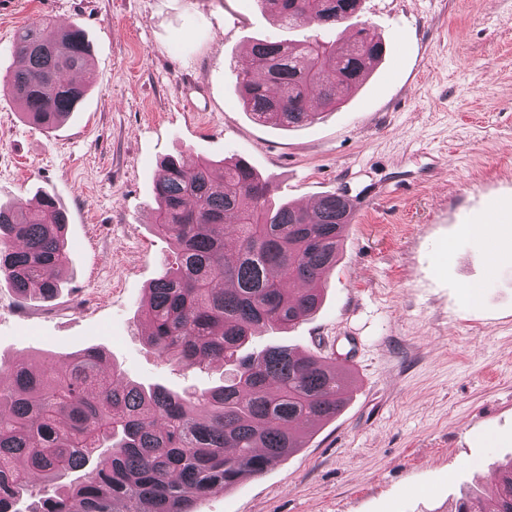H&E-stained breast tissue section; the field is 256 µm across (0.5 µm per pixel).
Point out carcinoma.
<instances>
[{"label": "carcinoma", "mask_w": 512, "mask_h": 512, "mask_svg": "<svg viewBox=\"0 0 512 512\" xmlns=\"http://www.w3.org/2000/svg\"><path fill=\"white\" fill-rule=\"evenodd\" d=\"M288 28L314 37L258 40L236 70L243 110L264 123L298 127L336 109L362 84L385 43L368 25L346 42L325 36L359 11L360 0H256ZM22 66L3 84L22 114L45 130L64 122L87 86L78 25L41 19L18 30ZM272 187L247 163L171 157L154 185V228L171 246L137 319L157 356L186 368L223 363L224 385L172 392L129 381L105 353L87 347L63 367L24 362L0 380V512H195L207 494L303 447L299 425L336 417L348 394L336 361L288 346L240 354L267 328L297 324L318 307L353 219L338 191L308 210L271 202ZM0 204V280L20 305L49 300L71 264L66 216L45 202ZM79 476L62 482L72 473ZM496 491L461 494L449 512H512V460L494 473Z\"/></svg>", "instance_id": "1"}]
</instances>
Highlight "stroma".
<instances>
[{"label":"stroma","mask_w":512,"mask_h":512,"mask_svg":"<svg viewBox=\"0 0 512 512\" xmlns=\"http://www.w3.org/2000/svg\"><path fill=\"white\" fill-rule=\"evenodd\" d=\"M77 23L90 45L75 112L46 131L0 91V203L56 198L72 264L52 300L0 283V362L104 349L128 378L179 392L222 385L145 342L138 308L171 253L153 228L161 161L242 157L303 204L352 201L321 306L253 347L347 362L350 400L305 446L196 512H447L494 489L512 460V259L491 265L473 227L512 245V0H362L381 60L338 109L288 130L255 122L235 83L242 47L296 42L255 0H0V80L17 29ZM481 289L470 301L469 287Z\"/></svg>","instance_id":"stroma-1"}]
</instances>
